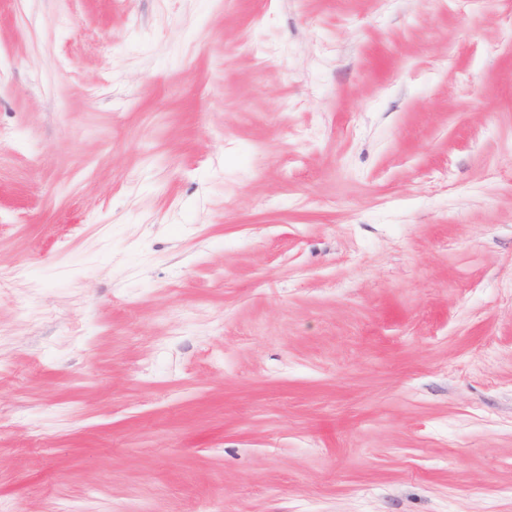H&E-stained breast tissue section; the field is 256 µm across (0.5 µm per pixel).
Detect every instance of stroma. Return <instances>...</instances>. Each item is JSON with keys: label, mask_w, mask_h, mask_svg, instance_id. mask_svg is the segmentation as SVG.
Listing matches in <instances>:
<instances>
[{"label": "stroma", "mask_w": 512, "mask_h": 512, "mask_svg": "<svg viewBox=\"0 0 512 512\" xmlns=\"http://www.w3.org/2000/svg\"><path fill=\"white\" fill-rule=\"evenodd\" d=\"M512 512V0H0V512Z\"/></svg>", "instance_id": "obj_1"}]
</instances>
